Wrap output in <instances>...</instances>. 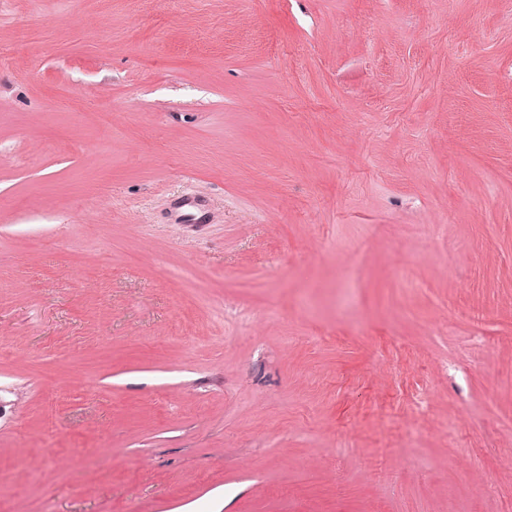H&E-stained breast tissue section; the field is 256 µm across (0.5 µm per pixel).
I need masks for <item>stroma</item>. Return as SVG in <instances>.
<instances>
[{
    "label": "stroma",
    "instance_id": "obj_1",
    "mask_svg": "<svg viewBox=\"0 0 512 512\" xmlns=\"http://www.w3.org/2000/svg\"><path fill=\"white\" fill-rule=\"evenodd\" d=\"M510 448L512 0H0V512H512Z\"/></svg>",
    "mask_w": 512,
    "mask_h": 512
}]
</instances>
